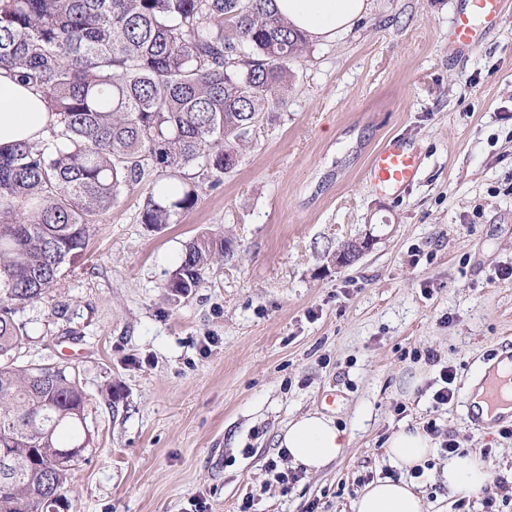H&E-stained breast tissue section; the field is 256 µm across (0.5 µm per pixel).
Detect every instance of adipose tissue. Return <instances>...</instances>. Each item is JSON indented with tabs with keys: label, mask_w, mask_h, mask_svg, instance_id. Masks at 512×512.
<instances>
[{
	"label": "adipose tissue",
	"mask_w": 512,
	"mask_h": 512,
	"mask_svg": "<svg viewBox=\"0 0 512 512\" xmlns=\"http://www.w3.org/2000/svg\"><path fill=\"white\" fill-rule=\"evenodd\" d=\"M273 7L291 25L311 38L332 40L351 30L366 14L368 0H273ZM50 121L47 104L40 94L17 83L0 71V146L21 140H42ZM280 447L295 465L317 472L341 457L348 445L331 417L313 411L292 421ZM430 438L409 427H401L389 439L386 453L395 465L409 469L420 465L432 452ZM449 489L467 495L489 481L485 465L473 454L449 458L446 472ZM351 512H424L421 497L405 481L384 479L370 484L350 504Z\"/></svg>",
	"instance_id": "adipose-tissue-1"
}]
</instances>
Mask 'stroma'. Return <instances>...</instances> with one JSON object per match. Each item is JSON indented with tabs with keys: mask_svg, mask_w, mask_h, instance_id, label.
<instances>
[{
	"mask_svg": "<svg viewBox=\"0 0 512 512\" xmlns=\"http://www.w3.org/2000/svg\"><path fill=\"white\" fill-rule=\"evenodd\" d=\"M465 4L370 0L292 64L286 104L179 223L151 231L142 188L128 191L94 217L51 297L20 312L33 337L17 365L66 366L87 394L94 445L71 474L72 512H239L246 499L249 512H347L375 480L404 478L387 439L431 420L435 451L413 481L425 512H512V437L465 416L470 382L512 340V0L472 53L451 36ZM391 139L421 158L396 199L368 175ZM369 234L371 249L337 265ZM199 236L231 248L172 296ZM444 366L455 397L438 407ZM314 410L349 441L317 473L278 447ZM449 438L489 467L487 488L449 491ZM273 461L296 482L277 483Z\"/></svg>",
	"mask_w": 512,
	"mask_h": 512,
	"instance_id": "35a3bbf8",
	"label": "stroma"
}]
</instances>
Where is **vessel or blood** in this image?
<instances>
[{
  "label": "vessel or blood",
  "instance_id": "obj_1",
  "mask_svg": "<svg viewBox=\"0 0 512 512\" xmlns=\"http://www.w3.org/2000/svg\"><path fill=\"white\" fill-rule=\"evenodd\" d=\"M503 4L504 0H468L467 10L456 16L451 30L457 47L463 51L475 50L479 28L498 21L503 12ZM419 169V155L393 141L373 154L369 176L379 189L397 198L415 182Z\"/></svg>",
  "mask_w": 512,
  "mask_h": 512
}]
</instances>
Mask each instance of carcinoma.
<instances>
[{
  "label": "carcinoma",
  "mask_w": 512,
  "mask_h": 512,
  "mask_svg": "<svg viewBox=\"0 0 512 512\" xmlns=\"http://www.w3.org/2000/svg\"><path fill=\"white\" fill-rule=\"evenodd\" d=\"M272 0H0V70L41 94L44 139L0 148V512H68L67 490L91 447L86 394L60 367L20 368L30 338L16 318L51 296L81 256L92 217L145 187L140 221L176 224L198 201L187 170L218 182L240 162L245 131L285 102L309 41ZM222 240L185 246L166 284L200 287Z\"/></svg>",
  "instance_id": "obj_1"
}]
</instances>
